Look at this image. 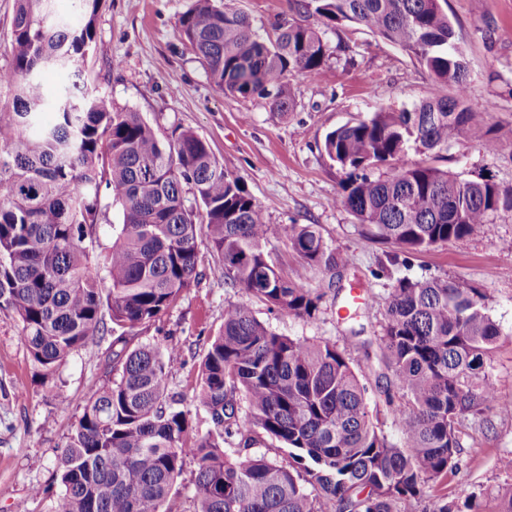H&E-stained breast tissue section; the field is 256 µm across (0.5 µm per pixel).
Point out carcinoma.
Here are the masks:
<instances>
[{"label": "carcinoma", "mask_w": 512, "mask_h": 512, "mask_svg": "<svg viewBox=\"0 0 512 512\" xmlns=\"http://www.w3.org/2000/svg\"><path fill=\"white\" fill-rule=\"evenodd\" d=\"M54 2L16 0L10 60L0 67V310L15 316L43 377L109 333L117 375L90 389L58 461L54 512H402L422 501V512H463L440 489L460 466V426L512 418L485 370L501 336L486 297L463 281L398 276L384 298L378 352L351 331L356 359L328 339L271 331L254 303L316 320L325 292L306 282L310 271L331 273L332 284L351 255L313 224L273 230L195 131L177 127L162 140L140 113L91 90L101 0H77L75 24L55 13L44 22ZM445 5L295 0L266 36L224 0H192L178 19L218 90L263 99L280 115L294 108L291 79L325 70L327 28L361 25L425 67L436 91L412 109L346 123L323 143L343 173L336 204L393 247L381 265L388 274L407 255L512 213V189L404 160L411 148L446 151L490 118L468 103L467 62ZM43 69L62 75L51 97ZM104 190L121 214L106 247ZM274 233L300 257L290 276L270 258ZM204 262L245 297L224 309L200 366L202 431L169 392L183 350L131 342L199 284ZM264 436L288 450V464L253 451ZM188 458L196 469L186 510L176 485Z\"/></svg>", "instance_id": "obj_1"}]
</instances>
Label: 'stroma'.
<instances>
[{
  "instance_id": "obj_1",
  "label": "stroma",
  "mask_w": 512,
  "mask_h": 512,
  "mask_svg": "<svg viewBox=\"0 0 512 512\" xmlns=\"http://www.w3.org/2000/svg\"><path fill=\"white\" fill-rule=\"evenodd\" d=\"M191 0H102L91 65L95 86L114 108L140 113L159 136L174 127L204 137L225 171L241 177L273 227L317 225L324 240L347 251L352 265L323 300L319 320L269 312L255 304L257 318L286 336L323 337L345 344L351 329L373 340L381 334L387 278L374 272L386 244L367 239L365 227L336 203L341 175L322 149L325 135L348 121L380 110L411 108L427 97L431 79L411 53L395 48L358 25L327 30L342 44L319 78L293 83L295 108L287 117L263 100L219 92L207 79L182 36L178 19ZM448 17L465 50L472 107H490L489 126L504 147L481 150L480 137H461L435 159L437 167L466 180L484 178L512 188V0H448ZM406 275L447 276L479 288L502 336L488 360L500 401L512 402V214L498 215L490 229L438 244L410 258ZM361 283L370 301L355 323L336 311ZM238 295L225 288L219 271L206 269L200 283L183 293L158 326L140 342L190 348L186 365H174L173 391L192 400L198 365L208 338L221 326L224 309ZM111 339L71 355L53 379L42 381L10 313L0 311V512H52L60 492L57 459L93 386L113 380ZM460 468L448 477L449 499L474 497L483 512H497L493 493L508 476L498 466L512 454V419L468 421L461 435ZM45 492L34 495L36 487Z\"/></svg>"
}]
</instances>
